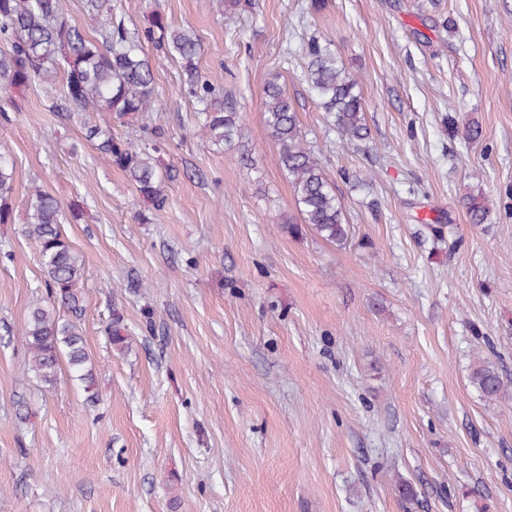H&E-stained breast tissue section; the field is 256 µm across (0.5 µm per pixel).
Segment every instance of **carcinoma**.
Returning a JSON list of instances; mask_svg holds the SVG:
<instances>
[{"mask_svg":"<svg viewBox=\"0 0 512 512\" xmlns=\"http://www.w3.org/2000/svg\"><path fill=\"white\" fill-rule=\"evenodd\" d=\"M88 10L102 19L99 38L91 39L71 24L67 0H0V112L12 103L11 92L38 79L63 72V97L81 112H105L122 122L157 111L155 78L144 46L175 59L184 76L182 92L198 106L199 133L215 146L229 145L242 137L237 112L224 105V88L202 72L198 60L202 44L196 34L176 28L168 19L153 13L141 26L131 29L112 25V0H88ZM305 80L324 112L325 128L359 143L369 138L363 98L358 81L339 64L331 44L311 39L305 46ZM265 116L279 148V164L293 189L303 223L286 224L296 236L309 230L340 247L346 245L351 225L336 188L324 172L314 149L308 144L297 112L285 90L276 83L265 89ZM87 137L97 142L102 157L120 169L137 192L156 212L164 210L167 195L161 171V142L156 130L141 142L112 137L96 126ZM14 168L0 151V224L12 212ZM63 205L54 195L37 190L32 196L23 225L24 236L39 248L45 273V288L52 298L70 311L79 310L85 275L84 256L64 239L61 224ZM125 327L120 317L109 326L111 344L126 348ZM21 340L30 370L46 386L57 383L60 360L66 363L88 398L94 399L95 377L79 319L60 315L42 296L31 302ZM470 382L488 401L501 398L503 375L493 363L482 359L473 369Z\"/></svg>","mask_w":512,"mask_h":512,"instance_id":"cac0c4a2","label":"carcinoma"}]
</instances>
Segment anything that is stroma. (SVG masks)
Listing matches in <instances>:
<instances>
[{
    "instance_id": "35a3bbf8",
    "label": "stroma",
    "mask_w": 512,
    "mask_h": 512,
    "mask_svg": "<svg viewBox=\"0 0 512 512\" xmlns=\"http://www.w3.org/2000/svg\"><path fill=\"white\" fill-rule=\"evenodd\" d=\"M154 12L199 37L244 135L203 139L179 63L152 53L174 173L156 215L85 137L134 140L137 121L73 111L58 80L0 112V512H512V0H112L129 28ZM311 36L357 78L366 142L326 131L302 76ZM273 81L344 204L346 246L284 229L301 215L266 123ZM38 188L82 211L63 234L85 257L92 401L68 369L37 381L20 341L46 291L21 232ZM483 358L501 402L470 383ZM8 156L0 148V224L8 223L12 212L11 196L13 192L14 168Z\"/></svg>"
}]
</instances>
